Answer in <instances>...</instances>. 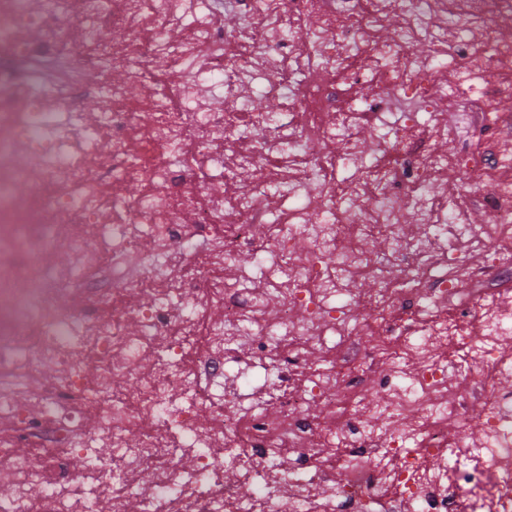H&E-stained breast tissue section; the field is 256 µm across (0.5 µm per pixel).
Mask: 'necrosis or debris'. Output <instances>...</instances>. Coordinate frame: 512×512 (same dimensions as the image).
<instances>
[{"mask_svg":"<svg viewBox=\"0 0 512 512\" xmlns=\"http://www.w3.org/2000/svg\"><path fill=\"white\" fill-rule=\"evenodd\" d=\"M75 22L103 100L90 124L70 57ZM299 26L304 40H285ZM106 28L119 37L102 39ZM417 42L447 62L453 88L512 96L495 80L512 70V0H0V70L28 64L40 78L0 80V234L23 240L0 259L10 285L0 303L24 307L0 331V415L44 440L37 454L0 440L12 478L0 512H512V393L495 384L512 378V299L477 292L453 317L434 313L467 283L460 242L485 247L490 223L512 229V149L499 145L512 114L487 124L431 98L443 74L414 55ZM171 60L187 68L168 84L155 71ZM257 78L288 120L250 111ZM132 84L149 110L132 102ZM206 84L223 105L202 102ZM366 85L369 109L337 105L338 91ZM451 109L460 130L484 124V157L451 167L434 157ZM421 110L433 124L420 125ZM248 129L265 136L236 148ZM345 166L356 183L329 180ZM210 167L224 196L207 193ZM492 169L501 177L489 191ZM450 179L482 199L486 225L435 212L431 194ZM139 180L143 191L126 194ZM270 180L298 202L287 219L271 217ZM77 223L85 233L68 234ZM61 248L66 269L51 263ZM106 250L112 287L87 288ZM245 251L264 278L237 269ZM484 256L512 275L496 252ZM362 267L365 293L351 285ZM81 291L98 316L70 303ZM396 309L432 316L420 327ZM448 347L459 352L456 384L439 355ZM51 364L64 377L30 388ZM269 365L277 379L256 384ZM320 402L319 419L309 409ZM89 411L98 422L86 430ZM450 449L470 465L430 468ZM286 452L305 479L283 491L274 461ZM75 455L83 470L71 469ZM258 473L260 495L241 498L238 482Z\"/></svg>","mask_w":512,"mask_h":512,"instance_id":"necrosis-or-debris-1","label":"necrosis or debris"}]
</instances>
